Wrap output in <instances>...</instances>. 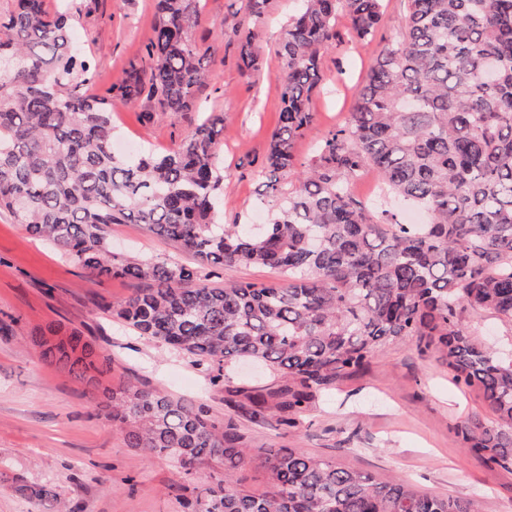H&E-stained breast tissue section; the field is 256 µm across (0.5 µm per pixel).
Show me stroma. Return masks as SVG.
<instances>
[{
    "instance_id": "1",
    "label": "stroma",
    "mask_w": 512,
    "mask_h": 512,
    "mask_svg": "<svg viewBox=\"0 0 512 512\" xmlns=\"http://www.w3.org/2000/svg\"><path fill=\"white\" fill-rule=\"evenodd\" d=\"M247 4L203 0L191 36L209 64L194 111L175 120L139 101L117 105L112 122L116 140L164 151L180 142L200 111L223 113L224 205L218 220L253 230L257 214L268 211L254 172L264 161L281 107L278 50L297 2L268 0L256 38L259 67L248 76L239 68L238 49ZM66 5L72 35L87 49L90 89L105 93L130 61L143 59L155 22L154 0H66ZM406 11L407 0H384L379 34L365 42L353 41L347 18H337L338 40L321 56L322 81L311 103L316 118L297 143V163L308 162L327 131L343 125L353 87L398 36ZM111 235L113 249L124 254L194 262L178 243L139 224L113 225ZM135 287L128 280L89 278L8 212L0 213V512H31L17 489L21 483L53 486L73 512H184L183 500L193 492L167 461L128 447L119 426L91 407L85 385L40 358L36 338L54 325L80 328L107 359L100 387L137 380L205 406L235 425L256 455L302 448L379 482L406 481L423 495L478 498L481 512H512V470L466 450L457 435L467 420L486 416L481 394L458 386L438 353L419 347L416 338L382 345L360 371L308 407L297 428L281 433L274 421H251L224 403L227 391L236 388L273 387V375L234 367L225 370L222 386H212L214 368L135 335L102 311V304ZM462 318L487 345L512 349V322L470 308Z\"/></svg>"
}]
</instances>
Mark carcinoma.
Returning a JSON list of instances; mask_svg holds the SVG:
<instances>
[{
	"label": "carcinoma",
	"mask_w": 512,
	"mask_h": 512,
	"mask_svg": "<svg viewBox=\"0 0 512 512\" xmlns=\"http://www.w3.org/2000/svg\"><path fill=\"white\" fill-rule=\"evenodd\" d=\"M201 0H156L149 68L129 63L111 95L89 94L86 51L64 10L17 0L0 18V210L49 241L92 277L146 282L102 305L128 330L220 370L252 358L274 388L237 390L225 405L254 421L296 426L344 375L360 371L397 337L437 348L454 381L477 388L492 415L457 431L464 448L512 466V356L473 337L466 308L512 321V0H408L400 34L356 86L345 126L295 169V147L314 121L321 53L343 12L353 38L372 39L383 0H298L278 50L282 107L255 172L269 207L263 230L215 221L224 170L217 164L224 113L208 112L180 143L135 157L112 148V107L146 94L176 118L192 109L205 54L190 36ZM267 0H249L240 39L242 72L255 69V30ZM376 171L391 197L428 216L403 224L350 191ZM291 178L283 191L282 180ZM141 224L179 243L192 265L131 259L112 251L111 226ZM275 271L272 284H207L211 267ZM41 356L95 383L99 355L76 329L49 328ZM128 445L208 484L184 512H480L471 498L420 495L382 485L332 460L288 448L254 458L235 428L166 394L132 384L97 402ZM260 462L271 487L240 489L236 470ZM35 512H71L47 486L26 488Z\"/></svg>",
	"instance_id": "obj_1"
}]
</instances>
